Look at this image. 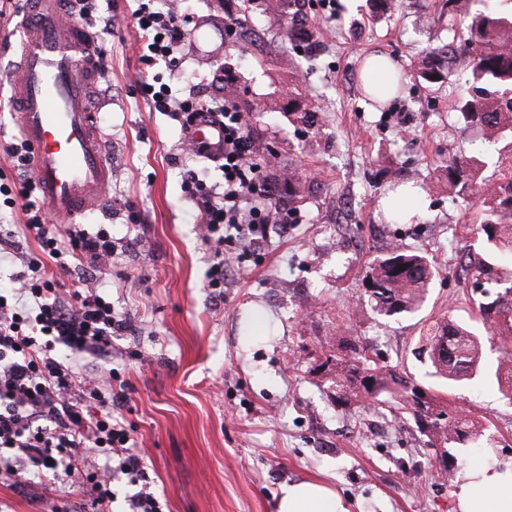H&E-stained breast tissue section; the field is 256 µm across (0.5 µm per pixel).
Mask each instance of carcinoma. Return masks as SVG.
Returning a JSON list of instances; mask_svg holds the SVG:
<instances>
[{
    "instance_id": "carcinoma-1",
    "label": "carcinoma",
    "mask_w": 512,
    "mask_h": 512,
    "mask_svg": "<svg viewBox=\"0 0 512 512\" xmlns=\"http://www.w3.org/2000/svg\"><path fill=\"white\" fill-rule=\"evenodd\" d=\"M448 31L452 41L425 50L428 63L416 73L422 83L442 87L448 83L457 59L468 63L465 79L467 96L460 102L463 122L476 129L491 147L512 139V0H445ZM404 77H390L381 87H370L381 98H395ZM455 156L446 167L448 186L460 198L475 197L478 208L472 224L478 250L469 258L476 278L498 288L496 294H482L479 317L492 326L498 316L512 312L507 305L512 295V273L494 267L502 255L512 256V171L497 169L482 176L485 158ZM288 205L304 201L305 186L298 170H288ZM436 268L426 256L402 246L393 247L375 261L364 279L363 298L385 317L411 314L419 310ZM419 355L450 383H460L486 369L479 336L475 330L451 319L428 326ZM359 383L369 398L384 397L411 411L419 432L434 448L450 445L462 448H491L495 438L489 428L463 416L443 399H434L408 379L371 367L361 359L355 364H336L337 398L349 403V383Z\"/></svg>"
}]
</instances>
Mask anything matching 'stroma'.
Instances as JSON below:
<instances>
[{
    "label": "stroma",
    "mask_w": 512,
    "mask_h": 512,
    "mask_svg": "<svg viewBox=\"0 0 512 512\" xmlns=\"http://www.w3.org/2000/svg\"><path fill=\"white\" fill-rule=\"evenodd\" d=\"M441 0H402L398 12L374 13L369 0H293L296 28L309 40L280 37L276 0H184L191 35L182 65L150 75L176 95L217 97L223 71L247 111L255 154L268 176L301 169L315 186L295 224L269 225L258 245L225 233L231 272L223 289L206 285L215 245L182 191L193 168L221 174L188 149L179 124L150 111L142 92V39L126 21L133 0H96L99 16L124 24L93 32L109 48V91L91 94L112 159L104 210L84 228L109 231L116 252L92 285L112 298L126 331L112 356L60 350L80 371L99 370L104 387L120 383L123 414L134 426L150 487L164 512H275L279 489L302 478L330 483L349 512H454L455 482L442 479L441 451L410 415L355 397L336 400L339 361L360 355L447 395L450 406L490 426L495 458L512 461V401L496 380L475 376L459 387L431 374L418 356L424 330L447 316L479 318L480 293L466 270L475 244L473 205L448 190L443 170L456 155L477 154L475 134H453L457 102L447 88L418 82L423 49L447 40ZM245 18L263 37L227 35ZM381 55L408 77L399 97L374 104L360 74ZM300 92L318 128L288 114ZM421 184L416 219L391 224L400 207L391 184ZM287 204L288 189L275 197ZM421 249L438 275L420 311L378 315L364 301L363 279L389 245ZM17 478L0 480V512H72L87 498L79 478L59 477L21 461Z\"/></svg>",
    "instance_id": "35a3bbf8"
}]
</instances>
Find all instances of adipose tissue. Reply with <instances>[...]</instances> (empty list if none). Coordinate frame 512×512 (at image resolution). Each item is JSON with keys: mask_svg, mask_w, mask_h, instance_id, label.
Segmentation results:
<instances>
[{"mask_svg": "<svg viewBox=\"0 0 512 512\" xmlns=\"http://www.w3.org/2000/svg\"><path fill=\"white\" fill-rule=\"evenodd\" d=\"M457 512H512V463H480L459 473ZM276 512H348L336 490L320 480L282 486Z\"/></svg>", "mask_w": 512, "mask_h": 512, "instance_id": "ef3b65f1", "label": "adipose tissue"}]
</instances>
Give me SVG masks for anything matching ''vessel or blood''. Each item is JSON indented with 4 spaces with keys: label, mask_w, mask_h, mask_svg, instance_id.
<instances>
[{
    "label": "vessel or blood",
    "mask_w": 512,
    "mask_h": 512,
    "mask_svg": "<svg viewBox=\"0 0 512 512\" xmlns=\"http://www.w3.org/2000/svg\"><path fill=\"white\" fill-rule=\"evenodd\" d=\"M20 22L25 51L11 74L16 127L53 220L74 224L100 206L111 173L96 115L87 106L101 45L64 0H31Z\"/></svg>",
    "instance_id": "vessel-or-blood-1"
}]
</instances>
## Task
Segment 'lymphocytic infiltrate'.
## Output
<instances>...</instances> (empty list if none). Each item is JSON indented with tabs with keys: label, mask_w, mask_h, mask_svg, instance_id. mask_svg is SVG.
Returning <instances> with one entry per match:
<instances>
[{
	"label": "lymphocytic infiltrate",
	"mask_w": 512,
	"mask_h": 512,
	"mask_svg": "<svg viewBox=\"0 0 512 512\" xmlns=\"http://www.w3.org/2000/svg\"><path fill=\"white\" fill-rule=\"evenodd\" d=\"M130 20L143 39L141 64L180 66L179 53L188 38L190 21L178 4L154 9L137 0ZM154 110L167 112L180 124L194 156L214 163L220 182L209 184L196 170L183 176L185 193L200 216L207 238L223 241L224 228L240 238L262 234L269 224H292L295 210L274 204L278 185L265 174L253 154L248 119L234 101L217 102L198 92L174 95L167 86L144 83ZM219 127L220 138L200 142L198 124ZM32 171L19 176L18 186L0 182V205L20 210L24 232L33 237L42 257L26 261L19 274L20 294H0V476L18 472L10 457L16 449L35 465L73 476L85 448L111 456L112 461L88 473L93 512H110L112 482L136 486L129 512H163L160 500L142 482L149 475L124 417L112 407V393L94 378L79 376L57 356L58 347L76 353H112V335L124 327L109 297L83 289L80 281L64 285L50 277L49 268L79 264L98 269L112 262V236L104 229L88 232L68 226L53 231L44 206L37 204Z\"/></svg>",
	"instance_id": "f902f5d3"
}]
</instances>
